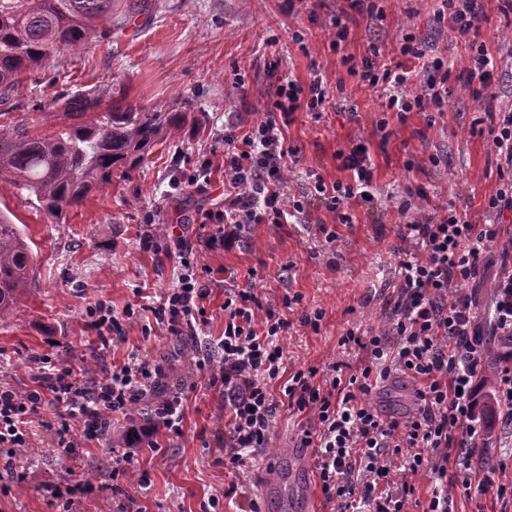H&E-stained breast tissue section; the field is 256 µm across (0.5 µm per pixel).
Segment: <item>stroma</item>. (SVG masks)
<instances>
[{
	"instance_id": "35a3bbf8",
	"label": "stroma",
	"mask_w": 512,
	"mask_h": 512,
	"mask_svg": "<svg viewBox=\"0 0 512 512\" xmlns=\"http://www.w3.org/2000/svg\"><path fill=\"white\" fill-rule=\"evenodd\" d=\"M483 20L479 38L493 56L512 53V17L500 0H480ZM441 0H158L148 21L127 26L111 43L88 41L54 56L45 68L20 77L10 106L15 120L30 118L35 108L52 109L65 94L89 91L103 105L138 103L197 118L177 135L155 145L125 180L93 193L53 224L24 196L0 182V211L24 230L33 252V278L9 313L0 319V365L18 391L37 388L35 357L55 345L68 347L72 363H87L97 373L123 362L131 349L145 348L164 370L166 390H173L188 368L205 354L211 340L224 333V291L254 288L259 298L280 302L301 294L304 308L324 313L319 332L290 328L282 342L287 370L328 365L344 359L358 363L359 354L344 355L339 340L350 328L376 330L385 323L386 303L398 256V206L408 201L437 214L453 208L475 224L485 223L487 199L499 187L496 160L486 137L472 122L482 112L512 106V68L498 66L495 100L474 98L467 86L469 49L451 36L436 13ZM347 34L332 48L334 18ZM425 43L429 54L448 62L450 93L442 113L412 111L404 119L384 117L379 90L362 85L350 73L351 62L374 58L390 63L404 33ZM302 41H294V34ZM277 70H269L271 61ZM320 78L333 98L322 118L297 112L284 129L287 145L298 154L289 174L290 189L315 177L349 181L337 154L363 142L373 163L378 211L370 216L357 206L346 212L316 204L304 224H251L232 248L203 251L199 260L213 269L207 303L209 323L195 336H172L144 312L142 326L129 328L127 340L103 349L86 315L100 301L120 311L139 294L164 292L174 282V260L144 249L152 226L163 235L196 241L216 233L204 223L205 213L224 209V126L245 129L263 120L266 104L284 78L308 83ZM388 119L391 134L377 129ZM212 161L210 183L199 189L181 178L199 157ZM439 157L432 166L431 157ZM425 197H418L416 188ZM504 232L491 243L473 279L463 288L477 306L479 325H486L494 287L512 267V213L502 219ZM334 227L335 242H325L318 225ZM363 400L382 414L398 419L417 407L415 385L394 374L372 387ZM180 436L157 435V450L138 448L120 473L112 468L122 447L114 436L126 434L131 417L116 415L110 434L83 441L63 453L34 435L32 448L16 457L22 481L0 480V512H57L46 488L77 480L88 483L78 497L77 512H119L134 499L137 512H209V500L228 485L240 483L247 500H258L257 483L265 466L298 442L304 418L280 408L270 447L260 449L252 466L239 475L218 464L224 434V397L200 380L183 401ZM455 512H512V498L449 485Z\"/></svg>"
}]
</instances>
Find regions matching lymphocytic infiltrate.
I'll return each instance as SVG.
<instances>
[{
    "instance_id": "obj_1",
    "label": "lymphocytic infiltrate",
    "mask_w": 512,
    "mask_h": 512,
    "mask_svg": "<svg viewBox=\"0 0 512 512\" xmlns=\"http://www.w3.org/2000/svg\"><path fill=\"white\" fill-rule=\"evenodd\" d=\"M448 27L455 37L469 41L468 88L474 97L494 86L495 61L486 44L475 42L480 28L478 0H441ZM399 52L421 61L424 82L409 92L411 79L403 64L378 68L362 60L354 74L361 83L382 87L387 110L441 111L448 99V63L428 56L410 33L402 34ZM330 95L321 80L309 85L295 80L280 83L267 105V116L246 131L224 129V211L216 234L205 239L208 248L230 247L250 224H281L306 215L314 202L334 207L358 199L373 204L372 163L364 144L339 151L348 182L315 179L298 193H290L287 173L295 148L286 146L283 124L303 111L320 117ZM481 132L496 156L501 185L489 196L485 211L500 215L512 211V109L489 113ZM396 282L389 299L386 324L371 334L347 330L340 343L363 351L367 361L348 369L337 361L327 368L324 384H316V367L285 372L281 338L292 324L319 331L322 310L303 309L301 295H286L281 305L263 303L253 289L240 288L224 296V334L219 356L202 355L184 377L192 390L197 377L224 389V436L220 461L225 468L246 467L256 452L267 447L280 405L307 415L300 436L302 447L313 449L318 484L326 503L336 512H404L415 495L413 475L430 471L439 478L478 483L482 491L506 495L495 487L492 474L472 480L471 465L484 445V421L478 412V380L489 347L475 323L472 302L461 285L476 272L490 243L498 237L496 224H473L456 210L441 217L403 204ZM178 271L172 288L160 294L150 311L156 323L173 336L207 325L205 302L211 290L193 246L180 242ZM299 308L297 320L285 310ZM103 347L125 342V325L141 318L140 304L122 312L100 302L88 310ZM493 335L512 341V273L495 285L488 314ZM41 384L25 393L0 378V458H14L30 446V424L45 404L64 408L59 422H42L52 447L74 445L71 425L79 423L85 440L108 433L112 416L138 406L149 408L148 425L135 432L137 444L154 446L157 434L180 435L183 409L180 395L163 396V370L139 349L104 376L91 377L86 369L68 366L59 354L37 357ZM399 372L416 385L417 411L404 420L382 417L361 396L378 381Z\"/></svg>"
}]
</instances>
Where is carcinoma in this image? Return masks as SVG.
<instances>
[{"instance_id":"obj_1","label":"carcinoma","mask_w":512,"mask_h":512,"mask_svg":"<svg viewBox=\"0 0 512 512\" xmlns=\"http://www.w3.org/2000/svg\"><path fill=\"white\" fill-rule=\"evenodd\" d=\"M154 0H0V103L7 104L17 76L39 70L52 55L92 38L112 39L122 28L149 16ZM36 119L4 122L0 111V181L28 197L52 223L88 196L128 178L163 138L182 130L188 112H152L140 104H114L100 111L89 92L60 98ZM55 131L39 134L35 125ZM31 247L19 227L0 213V314L15 303L30 280Z\"/></svg>"}]
</instances>
